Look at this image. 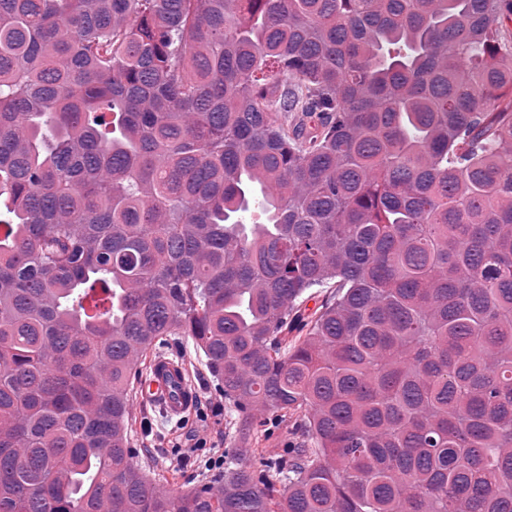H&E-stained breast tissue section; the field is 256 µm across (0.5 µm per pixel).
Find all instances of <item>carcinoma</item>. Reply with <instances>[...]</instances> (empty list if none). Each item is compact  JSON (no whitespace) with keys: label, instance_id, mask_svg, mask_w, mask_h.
Returning a JSON list of instances; mask_svg holds the SVG:
<instances>
[{"label":"carcinoma","instance_id":"obj_1","mask_svg":"<svg viewBox=\"0 0 512 512\" xmlns=\"http://www.w3.org/2000/svg\"><path fill=\"white\" fill-rule=\"evenodd\" d=\"M507 22L0 0V512H512ZM167 336L231 409L224 478L177 494L128 438ZM268 412L295 444L256 466Z\"/></svg>","mask_w":512,"mask_h":512}]
</instances>
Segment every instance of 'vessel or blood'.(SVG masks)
<instances>
[{"label": "vessel or blood", "instance_id": "1", "mask_svg": "<svg viewBox=\"0 0 512 512\" xmlns=\"http://www.w3.org/2000/svg\"><path fill=\"white\" fill-rule=\"evenodd\" d=\"M143 401L157 404L170 417L186 412L195 401L182 364L167 358L154 359L141 388Z\"/></svg>", "mask_w": 512, "mask_h": 512}]
</instances>
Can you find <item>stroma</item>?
I'll return each mask as SVG.
<instances>
[{
  "label": "stroma",
  "instance_id": "stroma-1",
  "mask_svg": "<svg viewBox=\"0 0 512 512\" xmlns=\"http://www.w3.org/2000/svg\"><path fill=\"white\" fill-rule=\"evenodd\" d=\"M159 353L180 358L186 365L199 394L192 412L178 418L156 408H142L140 382L130 385V444L135 462L144 474L163 488H186L209 480L213 472L206 462L227 448L228 409L216 389L202 351L191 338L174 336L159 346ZM210 434L209 446L188 452L187 446L198 431Z\"/></svg>",
  "mask_w": 512,
  "mask_h": 512
}]
</instances>
